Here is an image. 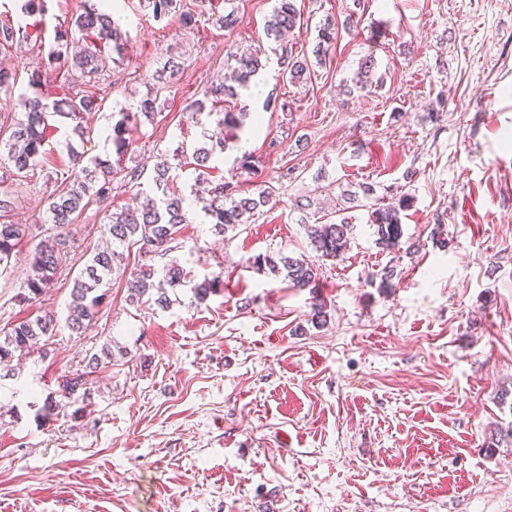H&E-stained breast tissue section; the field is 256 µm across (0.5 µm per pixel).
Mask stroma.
I'll return each instance as SVG.
<instances>
[{
    "instance_id": "obj_1",
    "label": "stroma",
    "mask_w": 512,
    "mask_h": 512,
    "mask_svg": "<svg viewBox=\"0 0 512 512\" xmlns=\"http://www.w3.org/2000/svg\"><path fill=\"white\" fill-rule=\"evenodd\" d=\"M23 16L0 0V24L28 35L0 46L16 75L0 92V141L22 116L27 64L53 31L101 0H45ZM125 53L98 82L46 68L42 91L97 98L100 111L49 117L44 154L17 178L0 223L31 234L0 275V329L45 313L55 336L13 360L0 379V512H512V0H365L360 25L340 30L311 81L292 85L268 54L247 108L238 151L256 169L241 188L272 186L275 202L255 220L215 234L193 211L167 255L131 248L91 327L63 325L73 280L104 241L107 210L90 205L69 228L50 290L21 301L30 255L54 236L45 201L63 187L69 147L114 159L112 114L154 92V118L129 132L132 149L112 183V208L150 188L156 164L193 149L203 126L195 102L211 104L231 53L257 49L275 0H232L236 25L219 28L200 0H177L155 19L148 0H122ZM303 24L288 49L310 54L326 19L353 0H298ZM197 15L182 27L178 13ZM184 68L169 85L152 74L168 57ZM382 86L353 88L365 57ZM226 154L202 171L173 164L174 189L228 176ZM138 182L126 180L127 172ZM371 187L350 209V246L325 261L315 287L257 272V255L314 256L303 224L331 218L343 191ZM408 197L403 245L376 242L368 209ZM178 262L193 276L223 270V293L169 308L130 303L128 271ZM393 270L389 287L374 285ZM327 322L312 321L314 299ZM120 352L89 372L104 343ZM87 375L82 422L36 417L63 376Z\"/></svg>"
}]
</instances>
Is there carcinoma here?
Segmentation results:
<instances>
[{"instance_id": "obj_1", "label": "carcinoma", "mask_w": 512, "mask_h": 512, "mask_svg": "<svg viewBox=\"0 0 512 512\" xmlns=\"http://www.w3.org/2000/svg\"><path fill=\"white\" fill-rule=\"evenodd\" d=\"M301 22V11L297 0H276L272 15L264 25V35L277 43L285 34L293 31ZM338 27L326 22L319 27L312 55L316 63L326 59L336 40ZM89 39L92 46L83 53L71 58L65 56L62 49L69 44ZM125 43L113 16L96 9L77 16L69 25L55 30L54 44L48 54V61L71 63V68L90 79L97 77L106 66L104 49L111 55H122ZM278 74L291 84L308 82L311 79L312 64L306 57L295 56L288 48L281 49L277 58ZM42 63L33 67L29 76L32 93L24 96L23 118L14 122L6 141L8 154L13 162L14 173L22 174L36 165L44 143L48 117L52 114L69 118L73 121L84 113L100 109L97 99L90 95L64 97L51 100L40 89ZM230 71L227 82L216 86L211 93L217 102L224 98L240 96V91L250 90L252 78L264 67L261 57L256 52L232 53L226 59ZM376 74L375 60L369 56L362 60L352 78L355 87L363 89L373 83ZM157 97L150 95L142 98L136 110L122 109L117 112L118 119L112 124L107 138L117 161H122L130 148L127 134L130 127L140 122V117L150 118L159 111ZM215 115L218 123L224 127V137H206L193 148L192 158L199 167H205L213 160H221L224 154L233 150L238 140V131L243 128L249 112L243 108L239 112H205L203 104L192 105L190 119L200 121L202 114ZM71 169L67 171L69 183L61 191L47 198L46 214L48 221L61 229L75 223L81 212L92 203L103 204L112 197V181L118 175L116 165L99 157H86L85 153L69 148ZM170 167L163 162L154 168L151 192H140L141 201L137 209L112 212L105 224V246L96 249L87 260L84 268L74 279L71 302L67 307L65 324L75 334L84 332L94 320L99 308L106 301L111 274L115 265L124 260V251L136 245L146 252L162 256L171 250V243L176 239L181 226L188 223L187 199L171 190ZM274 190L264 184L255 191L243 194L238 185L231 181L216 184L209 197H201V211L212 224L214 231L222 235L225 230L238 224H246L263 207L267 206ZM408 200H399L398 205L378 207L371 211L370 224L376 227L377 244L383 249L399 248L403 236L400 211ZM307 237L314 247L318 258L333 260L344 254L348 244L350 229L347 218L330 224H304ZM29 234L26 224H0V270L10 267L11 259L22 240ZM61 238L47 241L38 246L29 259L25 288L33 296H40L51 288L61 261ZM252 265L259 272L267 269L271 273H285V277L296 288L315 286L318 266L305 257L287 255L257 256ZM133 285L131 298L140 300L148 297L154 304L166 308L171 302L169 291L187 287L192 293L193 301L204 302L209 296L224 290V271H213L196 283H191V274L172 262L163 266L160 276H155L151 267H141L132 271ZM58 319L53 314L38 316L33 320H22L0 337V363H8L18 355H27L44 338L55 335ZM91 399L87 379L81 376L64 377L59 382L57 395H48L39 409L37 416L49 419L73 408L70 412L72 421L83 417L84 407Z\"/></svg>"}]
</instances>
